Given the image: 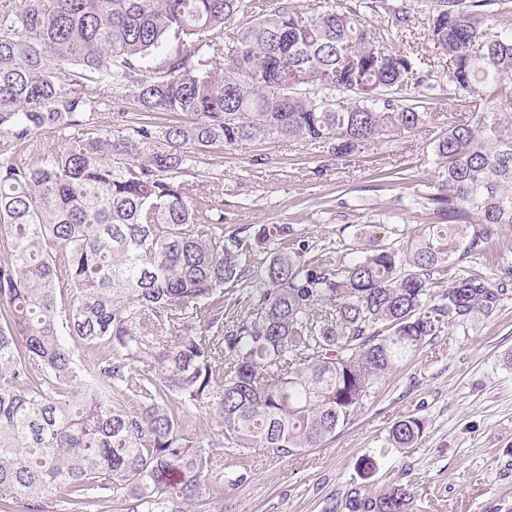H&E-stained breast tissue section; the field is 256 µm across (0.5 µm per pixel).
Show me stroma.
Segmentation results:
<instances>
[{
  "instance_id": "1",
  "label": "stroma",
  "mask_w": 512,
  "mask_h": 512,
  "mask_svg": "<svg viewBox=\"0 0 512 512\" xmlns=\"http://www.w3.org/2000/svg\"><path fill=\"white\" fill-rule=\"evenodd\" d=\"M97 103L86 131L120 130L140 112L130 98ZM425 125L356 157L338 159L313 144L245 141L198 155L187 173L196 193L221 205L225 234L248 237L263 224L290 225L312 255L345 257L363 218L395 214L401 234L424 222L411 207L437 181L432 142L467 119L463 102L438 97ZM405 170V180L388 174ZM416 415L425 432L416 447L387 445L390 427ZM374 457L376 485L411 482L415 512H512V298L469 332L449 331L409 366L374 385L354 423L324 447L288 458L262 449L228 455L224 468L247 480L224 494V512H327L350 485L359 462Z\"/></svg>"
}]
</instances>
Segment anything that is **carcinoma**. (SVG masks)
I'll return each instance as SVG.
<instances>
[{"label":"carcinoma","instance_id":"cac0c4a2","mask_svg":"<svg viewBox=\"0 0 512 512\" xmlns=\"http://www.w3.org/2000/svg\"><path fill=\"white\" fill-rule=\"evenodd\" d=\"M273 2L0 0V512H43L60 493L76 512H224V487L245 475L219 474L217 449L323 446L374 384L506 299L508 259L455 268L512 227V0H422L451 62L445 92L470 118L433 141L438 182L413 200L427 223L402 246L371 224L336 263L287 224L224 235L181 176L199 152L257 139L358 157L424 125L438 85L404 50L412 0ZM89 82L146 118L186 121L82 134L35 167L7 157L82 125ZM283 240L224 318V285L252 274L246 254ZM192 412L217 431L185 434ZM423 432L408 415L387 443ZM360 470L329 512H411V484L373 492L375 460Z\"/></svg>","mask_w":512,"mask_h":512}]
</instances>
